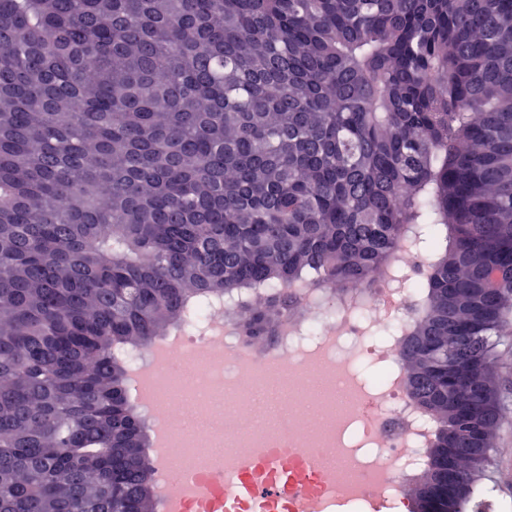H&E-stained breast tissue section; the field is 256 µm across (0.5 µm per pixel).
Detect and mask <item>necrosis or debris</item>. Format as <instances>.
<instances>
[{"label":"necrosis or debris","mask_w":512,"mask_h":512,"mask_svg":"<svg viewBox=\"0 0 512 512\" xmlns=\"http://www.w3.org/2000/svg\"><path fill=\"white\" fill-rule=\"evenodd\" d=\"M428 263L408 241L375 278L372 293L353 289L324 303L313 288L294 285L300 312L280 320L270 350L240 343L241 315L236 301L227 299L196 304L163 359L153 349L131 346L120 356L128 371L152 370L174 432L193 428L202 444L217 432L236 433L239 456L258 466L270 455L286 457L324 512L336 504L399 512L435 432L431 415L410 396L401 357ZM271 365L288 382L321 365L330 369L334 391L349 403L331 440H319L307 427L311 403L294 390L280 396L286 419L274 435L264 433L254 417L256 394ZM220 462L216 454L195 459L188 448H175L170 469L192 480L172 492L188 512H218L222 490L209 476Z\"/></svg>","instance_id":"necrosis-or-debris-1"}]
</instances>
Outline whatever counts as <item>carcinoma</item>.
<instances>
[{
	"mask_svg": "<svg viewBox=\"0 0 512 512\" xmlns=\"http://www.w3.org/2000/svg\"><path fill=\"white\" fill-rule=\"evenodd\" d=\"M417 231L420 496L484 495L512 335V0H0V512H154L117 355L241 300L276 341Z\"/></svg>",
	"mask_w": 512,
	"mask_h": 512,
	"instance_id": "obj_1",
	"label": "carcinoma"
}]
</instances>
